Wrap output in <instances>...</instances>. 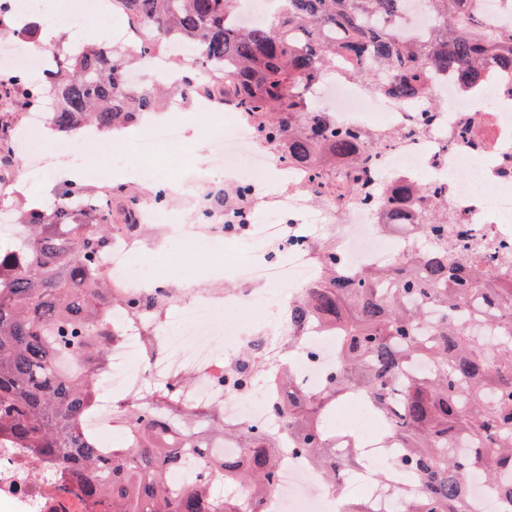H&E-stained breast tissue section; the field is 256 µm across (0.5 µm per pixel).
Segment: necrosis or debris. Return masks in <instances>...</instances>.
<instances>
[{"instance_id": "obj_1", "label": "necrosis or debris", "mask_w": 512, "mask_h": 512, "mask_svg": "<svg viewBox=\"0 0 512 512\" xmlns=\"http://www.w3.org/2000/svg\"><path fill=\"white\" fill-rule=\"evenodd\" d=\"M64 17L69 24H79L85 15H94L104 29L115 32L114 41L148 42L145 29H114L116 13L112 0H64ZM437 97L446 107L435 110L423 133H416L419 112L411 102L399 98L371 95L363 86L345 78L344 65H337L333 77L317 85L312 98L315 104L333 99L337 123L365 129H395L398 140L379 147L376 165L370 174L375 185L396 186L414 181L418 175L441 187L455 204L463 226L488 246L512 239V92L494 85L487 101L460 96L452 79H439L434 86ZM234 125V140L226 142L219 128L203 132L209 142L216 167H223L230 155L241 157L233 169L230 186L248 188L251 195L278 215L275 224H257L244 218L241 233L262 240L267 249L261 262L250 267L244 280L249 294L190 293L183 303H176L165 270H157L149 278L134 276L129 271L133 257L154 252V244L141 235L118 232L105 255L101 272L113 296L149 293L165 298V306L143 323L123 329L110 349L112 377L121 383V391L104 387L94 412L85 420L90 429L112 425L116 399L135 402L143 395L148 380L158 379L175 385L181 401L195 406L201 415L220 411L225 424H251L276 430L280 422L272 410L277 396L275 379L283 364L281 356L288 344V320L283 313L284 294H296L315 276L318 241L327 233H335L344 270L353 272L368 265H387L402 257L411 244L410 235L388 239L378 231L374 218L376 207L359 202L353 187H345L342 207L329 204L312 208L304 187L307 177L303 169L289 167L272 156L258 137L255 127L235 108H228ZM470 120L467 137H457L462 120ZM276 171L286 187L276 194L262 193L259 177ZM495 192H488V184ZM260 303L276 307L282 316L275 327L239 328L225 334L220 310L226 306ZM180 321V335H171L168 325ZM256 350L261 360L244 388L222 382L223 367L233 365L240 347ZM336 365V338L333 333H317L305 337L295 350V376L308 392L319 391ZM363 466L350 473L352 482L362 485L373 512H391L392 497L375 477L377 463L393 467L391 449L382 439L364 437L358 442ZM278 482L268 497L265 512H341L334 491L323 481L320 470L293 449L281 452ZM31 464L23 455L0 448V497L9 499L17 512H47V498L53 494L52 474L39 478L30 475Z\"/></svg>"}]
</instances>
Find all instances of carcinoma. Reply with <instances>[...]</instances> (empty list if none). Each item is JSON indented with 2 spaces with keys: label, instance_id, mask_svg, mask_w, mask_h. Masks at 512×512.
<instances>
[{
  "label": "carcinoma",
  "instance_id": "1",
  "mask_svg": "<svg viewBox=\"0 0 512 512\" xmlns=\"http://www.w3.org/2000/svg\"><path fill=\"white\" fill-rule=\"evenodd\" d=\"M237 0H123L128 26L149 28L168 46H192L224 70V97L251 115L257 131L290 165H303L317 200L336 194L342 175L369 191L374 157L368 131L341 126L313 107L311 94L337 59L378 93L412 101L428 121V82L448 73L474 92L494 69L512 70V21L490 27L491 0H421L432 18L423 40L395 32L404 0H280L268 18L229 23ZM150 47L108 43L61 51L62 70L26 95L51 108V130L77 142L88 128L110 132L154 111L153 92L126 81L129 62ZM378 225L399 217L403 197L373 193ZM417 235L412 255L387 268L342 276L336 240L317 248L320 273L288 303L290 342L313 325L337 332L336 371L318 393L288 382L274 401L283 433L331 485L358 468L357 452L336 454L324 416L354 393L387 422L386 447L399 449L407 483L394 486L395 512H468L472 475L512 502V241L491 252L461 232L451 200L413 183ZM52 212L24 215L27 233L0 246V448H16L55 472L86 512H264L278 481L281 434L253 425L230 428L218 414L205 430L174 393L122 409L117 425L135 432L112 444L80 429L96 405L108 348L149 301L109 297L99 263L114 225L104 205L68 186ZM254 361L243 354L239 385ZM239 443V459L216 457L180 490L166 474L187 455L209 457L210 439ZM245 496L225 499L213 479Z\"/></svg>",
  "mask_w": 512,
  "mask_h": 512
}]
</instances>
